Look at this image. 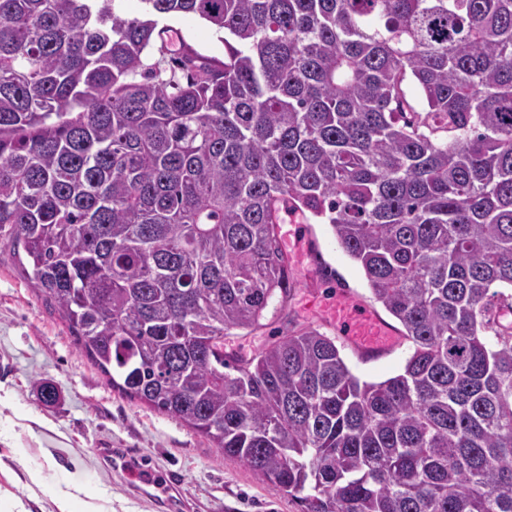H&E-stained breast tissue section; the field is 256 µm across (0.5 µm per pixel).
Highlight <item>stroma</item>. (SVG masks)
<instances>
[{"label": "stroma", "instance_id": "1", "mask_svg": "<svg viewBox=\"0 0 512 512\" xmlns=\"http://www.w3.org/2000/svg\"><path fill=\"white\" fill-rule=\"evenodd\" d=\"M201 57L220 59L224 43L214 26L196 16L162 18ZM291 261L287 303L272 300L262 328L226 340L224 350L253 354L270 341L307 327L335 337L351 372L380 382L399 374L411 353L399 322L374 303L362 269L338 245L330 225L280 226ZM371 307L396 332L384 356H361L345 329L326 314L337 297ZM46 380L59 402L45 406L35 383ZM0 512H57L60 489L87 490L100 512H301L255 472L224 457L204 436L177 418L112 389L106 375L76 344L66 322L38 296L12 250L0 245ZM121 449L171 476L180 498L157 507L127 478L114 474L98 447ZM39 472L32 482L30 472Z\"/></svg>", "mask_w": 512, "mask_h": 512}]
</instances>
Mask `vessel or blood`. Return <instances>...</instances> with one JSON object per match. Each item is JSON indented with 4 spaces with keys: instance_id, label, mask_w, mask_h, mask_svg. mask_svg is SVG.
Here are the masks:
<instances>
[{
    "instance_id": "b4317fda",
    "label": "vessel or blood",
    "mask_w": 512,
    "mask_h": 512,
    "mask_svg": "<svg viewBox=\"0 0 512 512\" xmlns=\"http://www.w3.org/2000/svg\"><path fill=\"white\" fill-rule=\"evenodd\" d=\"M332 318L337 324L346 327L349 340L367 355H381L396 342L388 327L369 308L358 303L337 299ZM107 457L113 471L129 478L154 500L169 499L174 488L171 479L154 473L142 461L123 452L111 450Z\"/></svg>"
}]
</instances>
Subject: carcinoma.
<instances>
[{"mask_svg": "<svg viewBox=\"0 0 512 512\" xmlns=\"http://www.w3.org/2000/svg\"><path fill=\"white\" fill-rule=\"evenodd\" d=\"M0 0V240L121 392L302 512H512V0ZM228 35L162 75L159 18ZM331 226L411 344L350 371L291 293Z\"/></svg>", "mask_w": 512, "mask_h": 512, "instance_id": "obj_1", "label": "carcinoma"}]
</instances>
